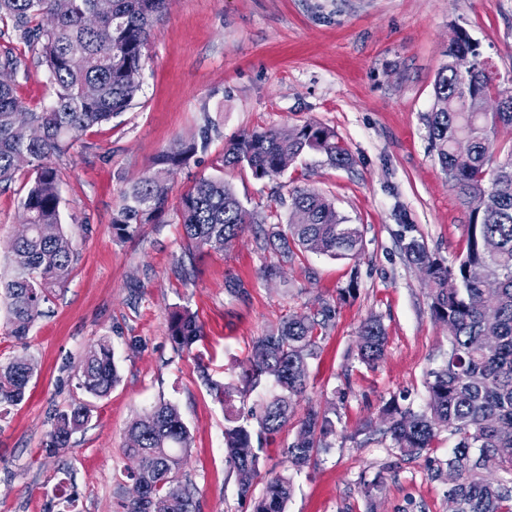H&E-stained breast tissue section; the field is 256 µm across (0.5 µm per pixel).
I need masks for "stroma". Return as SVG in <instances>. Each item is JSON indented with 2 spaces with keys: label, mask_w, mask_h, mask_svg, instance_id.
<instances>
[{
  "label": "stroma",
  "mask_w": 512,
  "mask_h": 512,
  "mask_svg": "<svg viewBox=\"0 0 512 512\" xmlns=\"http://www.w3.org/2000/svg\"><path fill=\"white\" fill-rule=\"evenodd\" d=\"M466 32L501 78H512V0H169L156 23L132 106L84 132L60 157L62 225L79 259L25 339L10 334L0 301V361L28 358L37 372L26 399L0 416V512H115L135 467L123 452L128 425L156 402L175 404L190 432L184 478L197 512H253L265 478L290 475L286 512H448V483L436 469L457 439L440 431L430 450L407 457L383 420L388 402L421 409L426 374L448 356V328L430 313L429 287L400 250L414 225L430 252L455 261L466 252L469 214L429 148L423 117L448 44ZM22 60L15 92L29 108L53 99L36 54L12 26L0 24V53ZM314 122L335 130L353 162L332 165L320 153L292 162L278 177L254 179L224 163L239 134L288 132ZM211 126L205 152L173 172L164 220L118 237L112 216L126 186L151 173L176 140ZM229 183L245 210L287 222L290 193L315 189L363 234L357 256L307 253L272 278V253L252 231L230 248L183 252L181 199L200 177ZM31 177L21 167L0 188V273L10 267L9 241L21 233L18 200ZM241 279L244 295L228 292ZM357 281L354 298L338 291ZM337 312L309 365L297 417L308 407L336 414L331 448L294 471L283 448L298 424L261 454L262 477L240 497L226 460L224 409L198 371L237 382L254 340L322 302ZM195 313L204 336L178 351L169 334L173 311ZM381 319L388 343L373 365L357 357L358 329ZM107 340L119 381L89 397L76 369L85 352ZM89 402L91 418L68 450L45 449L55 411ZM375 480L364 494L363 480Z\"/></svg>",
  "instance_id": "1"
}]
</instances>
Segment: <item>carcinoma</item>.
I'll list each match as a JSON object with an SVG mask.
<instances>
[{
  "instance_id": "1",
  "label": "carcinoma",
  "mask_w": 512,
  "mask_h": 512,
  "mask_svg": "<svg viewBox=\"0 0 512 512\" xmlns=\"http://www.w3.org/2000/svg\"><path fill=\"white\" fill-rule=\"evenodd\" d=\"M167 0H0V23H12L21 42L38 54L54 88L50 106L29 109L14 94V82L0 83V183L13 180L25 155L32 178L20 198L27 231L10 245L12 269L0 276V294L7 302L11 335L27 336L31 324L50 301L54 288L68 277L77 253L60 219V173L55 159L77 136L126 111L140 90L144 52ZM468 52L476 67L460 77L442 66L434 81V105L426 115L430 148L463 204L469 207L466 253L448 264L429 252L414 226L403 225L401 252L422 269L430 286V311L448 325L450 349L442 365L426 378L428 399L415 412L391 402L384 408L387 432L408 456L432 446L447 430L457 443L446 462L456 475L446 497L456 512H512V79L504 82L487 68L478 43L465 32L448 45V55ZM496 96L494 112H479L475 103ZM209 128L192 141H175L155 162L152 173L130 185L112 217L121 237L137 235L144 224H158L165 214L169 177L197 153L207 149ZM307 152L326 155L335 166L352 163L336 132L306 123L288 134L268 129L243 132L224 151V164L246 167L257 180L271 179ZM480 197L483 206L470 208ZM184 254L204 249L222 252L255 225L259 249L274 250L281 261L297 252L333 258L357 255L362 246L356 225L346 223L320 192L299 188L291 197V217L268 224L247 216L234 190L222 178L203 177L186 193L180 210ZM492 310L497 319L485 321ZM336 307L323 302L313 312L292 316L277 331L258 337L252 355L241 365L239 383L213 379L204 365L201 379L224 407V444L228 462L239 475V495L252 494L260 475L261 447L254 439L274 436L294 413V399L304 394L309 359L334 325ZM171 339L179 351H191L203 336L197 316L187 309L173 313ZM358 357L380 360L387 344L380 319L370 317L359 327ZM35 375L26 359L0 364V414L21 404ZM269 378L274 391L245 409L236 399ZM79 386L95 397L108 395L118 382L112 350L103 340L80 362ZM91 415L82 403L54 415L46 450L58 453ZM336 423L330 413L310 408L301 419L294 441L284 453L301 469L332 448ZM191 448L189 431L176 405L160 401L134 419L127 430L124 454L137 460L130 479L147 487L146 497L118 503L119 512H196L191 492L181 484ZM293 492L290 477L266 480L254 512H284Z\"/></svg>"
}]
</instances>
